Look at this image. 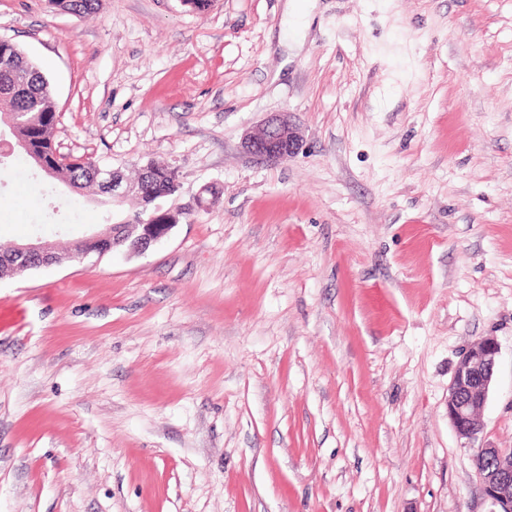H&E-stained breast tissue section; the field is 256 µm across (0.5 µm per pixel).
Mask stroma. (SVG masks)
Masks as SVG:
<instances>
[{
    "label": "stroma",
    "instance_id": "obj_1",
    "mask_svg": "<svg viewBox=\"0 0 512 512\" xmlns=\"http://www.w3.org/2000/svg\"><path fill=\"white\" fill-rule=\"evenodd\" d=\"M0 39L60 152L166 160L181 213L0 274V512H487L447 400L496 337L480 442L512 448V0H0ZM283 111L297 153H246ZM133 209L0 160V251ZM157 205L156 213L139 224H129L123 220L114 224L107 222V229L98 231L78 241L67 255H59L55 247L41 240L20 243L2 259L7 271L18 274L41 266L59 264L64 260L82 259L91 253L99 255L124 248L132 254L145 253L154 243L167 236L177 224V216L170 210L161 211ZM158 222V224H154Z\"/></svg>",
    "mask_w": 512,
    "mask_h": 512
}]
</instances>
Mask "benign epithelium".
Here are the masks:
<instances>
[{
	"label": "benign epithelium",
	"mask_w": 512,
	"mask_h": 512,
	"mask_svg": "<svg viewBox=\"0 0 512 512\" xmlns=\"http://www.w3.org/2000/svg\"><path fill=\"white\" fill-rule=\"evenodd\" d=\"M299 137L292 116L275 112L262 124L259 134L245 135L243 149L267 161L288 158L299 149ZM99 192L121 201L130 191V185L118 170L95 168ZM177 223L176 214L156 209V213L138 224L127 220L108 225L78 241L64 256L55 247L41 240L20 243L0 260L7 271L18 274L41 266L59 264L65 260L82 259L91 253L99 255L124 248L132 254L145 253L154 243L167 236ZM500 347L495 337L484 336L462 351L448 386V420L458 437L471 445L483 430L481 415L494 380ZM482 491L489 503L488 512H512V449L477 448L474 456Z\"/></svg>",
	"instance_id": "7a95c632"
}]
</instances>
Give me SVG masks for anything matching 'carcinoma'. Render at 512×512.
Masks as SVG:
<instances>
[{
	"instance_id": "obj_1",
	"label": "carcinoma",
	"mask_w": 512,
	"mask_h": 512,
	"mask_svg": "<svg viewBox=\"0 0 512 512\" xmlns=\"http://www.w3.org/2000/svg\"><path fill=\"white\" fill-rule=\"evenodd\" d=\"M26 79L28 90L21 95L14 90L17 76ZM24 112L22 123L16 126L13 138L21 141L20 152L27 154L33 148L41 153L46 161H53L56 147L55 132L59 124L52 90L47 77L23 51L15 44L0 40V113ZM92 164L84 155H69L61 163V175L72 186L83 189L94 185L91 177ZM177 175L167 165L161 168L158 177L150 182L141 178L129 181L131 191L128 197L138 201L139 211L151 210L155 203L164 198V192L173 190Z\"/></svg>"
}]
</instances>
